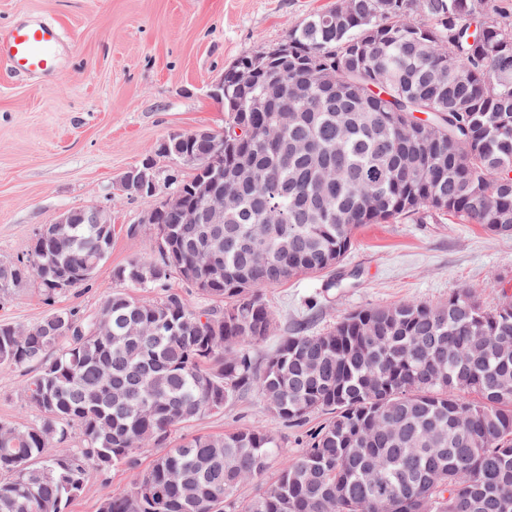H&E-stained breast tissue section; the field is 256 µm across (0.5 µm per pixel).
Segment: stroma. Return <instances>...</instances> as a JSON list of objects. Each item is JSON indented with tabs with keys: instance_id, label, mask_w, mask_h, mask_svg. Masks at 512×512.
I'll list each match as a JSON object with an SVG mask.
<instances>
[{
	"instance_id": "35a3bbf8",
	"label": "stroma",
	"mask_w": 512,
	"mask_h": 512,
	"mask_svg": "<svg viewBox=\"0 0 512 512\" xmlns=\"http://www.w3.org/2000/svg\"><path fill=\"white\" fill-rule=\"evenodd\" d=\"M336 0H0V32L24 18L58 23L64 32L62 71L44 82L0 66V261L28 256L36 233L63 212L99 205L112 214V249L88 286L47 302L37 280L0 300V322L29 327L49 313L94 314L119 289L141 300L159 288L123 287L115 269L153 253L155 225L144 223L154 201L118 194L123 174L156 158L159 178L172 170L158 157L169 135L220 132L226 114L210 95L225 67L243 53L287 40L308 16ZM135 234H128L129 226ZM486 306L512 290V236L477 224L398 221L360 228L332 273L300 276L262 289L286 336L297 326L320 332L349 313L403 302L438 303L460 286ZM31 369H0V420L33 423L24 388ZM323 421L278 423L257 394L176 431V438L241 428L272 429L295 453ZM125 467L91 475L66 512H97L109 488L130 484Z\"/></svg>"
}]
</instances>
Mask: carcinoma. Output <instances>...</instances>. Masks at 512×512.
I'll list each match as a JSON object with an SVG mask.
<instances>
[{
  "label": "carcinoma",
  "instance_id": "obj_1",
  "mask_svg": "<svg viewBox=\"0 0 512 512\" xmlns=\"http://www.w3.org/2000/svg\"><path fill=\"white\" fill-rule=\"evenodd\" d=\"M414 1L423 19L401 22ZM288 45L248 88L235 65L224 70V133L190 156L172 135L159 153L193 166L169 175L173 192L189 193L205 161L232 179L238 205L193 239L185 213L158 205L153 256L114 272L141 288L175 273L206 306L116 291L91 316L55 311L22 335L0 324V366L34 368L25 396L39 414L0 435V512H64L91 474L136 467L145 449L253 392L282 424L326 420L293 455L270 429L183 439L99 512H512L507 290L493 308L463 287L435 304L362 309L255 351L276 329L260 290L334 269L365 224L429 210L512 236V18L497 0H350L341 16L311 14ZM274 77L302 88L261 110ZM281 107L292 120L271 148L263 128ZM414 112L441 131L435 157L405 132ZM241 124L251 135L237 139ZM113 237L108 224L45 225L28 258L0 263V300L32 278L48 299L87 285ZM201 247L221 250L224 280L197 264ZM477 336L485 347L473 352ZM276 457L277 479L238 501Z\"/></svg>",
  "mask_w": 512,
  "mask_h": 512
}]
</instances>
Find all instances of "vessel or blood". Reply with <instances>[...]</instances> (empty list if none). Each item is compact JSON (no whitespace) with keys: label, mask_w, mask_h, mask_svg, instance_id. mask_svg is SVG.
<instances>
[{"label":"vessel or blood","mask_w":512,"mask_h":512,"mask_svg":"<svg viewBox=\"0 0 512 512\" xmlns=\"http://www.w3.org/2000/svg\"><path fill=\"white\" fill-rule=\"evenodd\" d=\"M63 36L46 20L30 18L0 35V61L16 73L51 79L60 72Z\"/></svg>","instance_id":"vessel-or-blood-1"}]
</instances>
